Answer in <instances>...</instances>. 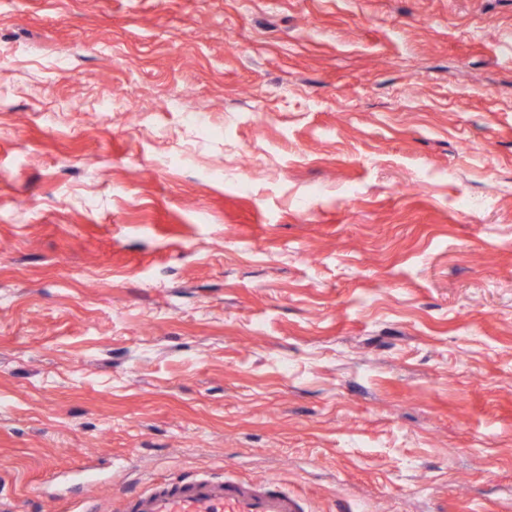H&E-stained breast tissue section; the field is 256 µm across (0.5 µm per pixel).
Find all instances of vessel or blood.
Masks as SVG:
<instances>
[{"mask_svg":"<svg viewBox=\"0 0 512 512\" xmlns=\"http://www.w3.org/2000/svg\"><path fill=\"white\" fill-rule=\"evenodd\" d=\"M122 512H301L284 492L262 491L214 475L180 476L122 498Z\"/></svg>","mask_w":512,"mask_h":512,"instance_id":"vessel-or-blood-1","label":"vessel or blood"}]
</instances>
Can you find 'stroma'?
<instances>
[{
	"label": "stroma",
	"instance_id": "stroma-1",
	"mask_svg": "<svg viewBox=\"0 0 512 512\" xmlns=\"http://www.w3.org/2000/svg\"><path fill=\"white\" fill-rule=\"evenodd\" d=\"M0 63V503L512 512V0H0ZM122 512H301L285 492L262 491L224 476H180L122 497Z\"/></svg>",
	"mask_w": 512,
	"mask_h": 512
}]
</instances>
